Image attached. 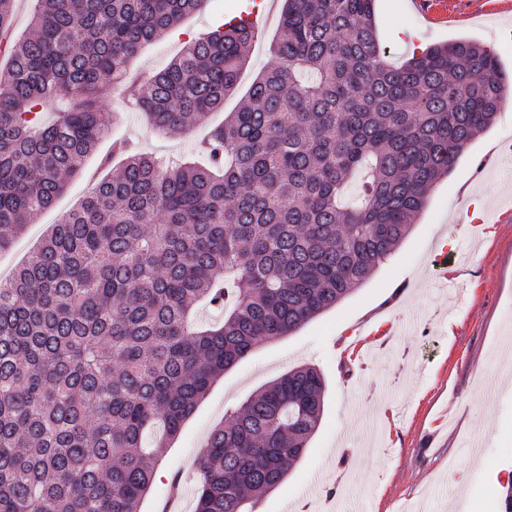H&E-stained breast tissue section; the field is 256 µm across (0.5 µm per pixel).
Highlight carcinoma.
<instances>
[{"mask_svg": "<svg viewBox=\"0 0 512 512\" xmlns=\"http://www.w3.org/2000/svg\"><path fill=\"white\" fill-rule=\"evenodd\" d=\"M206 0H37L0 70V250L107 134L114 88L181 136L233 93L256 29L228 19L161 71L129 59ZM374 0H286L274 52L197 165L128 143L0 283V512H138L159 449L225 371L366 282L512 81L473 40L382 57ZM15 0H0V37ZM52 106L55 119L38 121ZM200 303L224 312L195 327ZM325 380L302 365L209 434L195 512H242L308 449Z\"/></svg>", "mask_w": 512, "mask_h": 512, "instance_id": "1", "label": "carcinoma"}]
</instances>
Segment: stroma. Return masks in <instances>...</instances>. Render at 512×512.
Returning a JSON list of instances; mask_svg holds the SVG:
<instances>
[{"instance_id": "35a3bbf8", "label": "stroma", "mask_w": 512, "mask_h": 512, "mask_svg": "<svg viewBox=\"0 0 512 512\" xmlns=\"http://www.w3.org/2000/svg\"><path fill=\"white\" fill-rule=\"evenodd\" d=\"M240 0H206L174 31L144 47L129 64L140 82L168 65L188 40L215 29ZM375 23L389 65L411 55L407 32L422 45L470 39L492 47L512 71V0H437L449 19L429 23L411 0H375ZM282 0L271 15L224 109L181 137L155 132L144 115L127 111L119 92L106 105L114 116L82 173L10 248L0 251V279L21 264L48 228L108 174L100 163L112 142L178 156L236 110L256 76L276 65ZM512 143V105L474 140L452 173L433 187L406 238L363 285L295 332L262 342L210 388L165 448L140 512H161L180 481L181 512H194L196 460L227 413L286 371L310 364L326 381L324 411L305 456L255 512H300L316 480L331 489L337 512L360 503L375 512H502L503 481L512 479V175L501 158ZM447 252L448 273L470 290L459 300L431 276L432 253Z\"/></svg>"}]
</instances>
